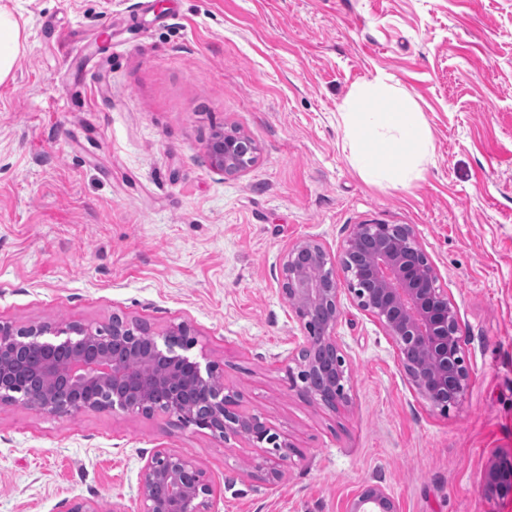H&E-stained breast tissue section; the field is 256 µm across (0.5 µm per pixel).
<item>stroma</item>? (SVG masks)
Returning <instances> with one entry per match:
<instances>
[{
	"instance_id": "stroma-1",
	"label": "stroma",
	"mask_w": 512,
	"mask_h": 512,
	"mask_svg": "<svg viewBox=\"0 0 512 512\" xmlns=\"http://www.w3.org/2000/svg\"><path fill=\"white\" fill-rule=\"evenodd\" d=\"M26 49L0 84V321L185 322L300 454L285 477L155 414H40L0 402V512L139 508L156 448L214 481L213 512H512L483 492L512 459V0H0ZM410 97L433 144L417 178L367 183L341 112L365 84ZM257 147L226 176L218 131ZM359 224L411 225L458 311L469 388L441 413L382 326L341 291L348 405L285 378L304 331L280 293L287 247L339 251ZM391 496L380 486L368 485L352 500L349 512H395Z\"/></svg>"
}]
</instances>
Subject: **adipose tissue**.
I'll return each instance as SVG.
<instances>
[{
  "label": "adipose tissue",
  "mask_w": 512,
  "mask_h": 512,
  "mask_svg": "<svg viewBox=\"0 0 512 512\" xmlns=\"http://www.w3.org/2000/svg\"><path fill=\"white\" fill-rule=\"evenodd\" d=\"M24 50L18 20L0 6V83L10 77ZM342 118L350 155L364 179L382 184L417 177L415 164L428 156L432 143L408 97L369 83L355 93Z\"/></svg>",
  "instance_id": "obj_1"
}]
</instances>
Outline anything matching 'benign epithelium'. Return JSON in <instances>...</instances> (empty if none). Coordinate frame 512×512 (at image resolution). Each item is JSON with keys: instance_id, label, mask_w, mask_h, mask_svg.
Segmentation results:
<instances>
[{"instance_id": "7a95c632", "label": "benign epithelium", "mask_w": 512, "mask_h": 512, "mask_svg": "<svg viewBox=\"0 0 512 512\" xmlns=\"http://www.w3.org/2000/svg\"><path fill=\"white\" fill-rule=\"evenodd\" d=\"M255 153L253 141L243 135L218 131L209 143L212 165L230 176L245 171ZM338 267L353 301L390 336L416 394L444 411L458 403L469 385L458 313L448 293L437 287L436 269L408 224H359L336 254L314 239L286 249L280 292L306 332L305 341L288 355L291 387L302 382V396L332 411L347 402L348 372L336 339ZM143 333L152 338L146 354L136 345ZM196 344L186 322L161 333L119 315L103 328L0 322V402L16 392L19 378L29 377L35 390L22 401L38 413H160L193 433L207 430L225 442L244 438L255 448L272 446L254 467L281 479L297 447L280 439L260 415L237 410L238 399L225 392L215 366L186 355ZM59 389L68 392L69 403L57 402ZM483 490L500 496L512 491V460L488 462ZM212 494L204 470L181 452L158 448L142 467L140 512H210ZM349 512H396V506L383 488L368 485Z\"/></svg>"}]
</instances>
